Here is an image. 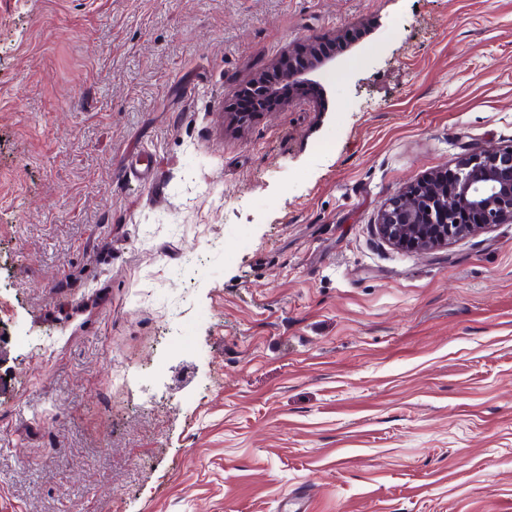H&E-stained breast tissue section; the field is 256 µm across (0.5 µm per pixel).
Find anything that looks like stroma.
<instances>
[{
    "label": "stroma",
    "mask_w": 512,
    "mask_h": 512,
    "mask_svg": "<svg viewBox=\"0 0 512 512\" xmlns=\"http://www.w3.org/2000/svg\"><path fill=\"white\" fill-rule=\"evenodd\" d=\"M485 146L512 0H0V512H512V224L375 232ZM323 43L325 42L318 39H309L308 55L304 61L297 60L288 53L274 62L281 77L288 83H280L276 95L268 102V108L274 107L288 96V84L294 87L295 95L302 97L305 89L314 82L312 77L334 61V56L324 51L321 45Z\"/></svg>",
    "instance_id": "stroma-1"
}]
</instances>
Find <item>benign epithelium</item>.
Returning a JSON list of instances; mask_svg holds the SVG:
<instances>
[{
    "instance_id": "obj_1",
    "label": "benign epithelium",
    "mask_w": 512,
    "mask_h": 512,
    "mask_svg": "<svg viewBox=\"0 0 512 512\" xmlns=\"http://www.w3.org/2000/svg\"><path fill=\"white\" fill-rule=\"evenodd\" d=\"M322 44L309 40L303 61L288 53L274 62L300 97L313 76L334 61ZM249 89L257 106L271 93L261 75ZM511 223L512 148L479 147L455 169L437 170L385 203L376 232L398 249L424 253Z\"/></svg>"
}]
</instances>
